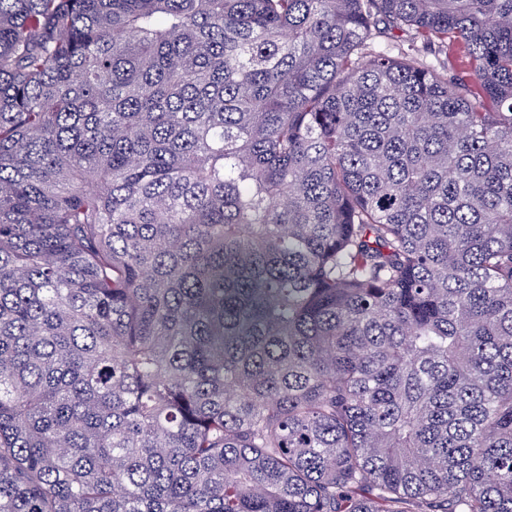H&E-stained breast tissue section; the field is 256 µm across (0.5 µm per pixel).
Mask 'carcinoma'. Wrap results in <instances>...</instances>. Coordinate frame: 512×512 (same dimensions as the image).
<instances>
[{"mask_svg": "<svg viewBox=\"0 0 512 512\" xmlns=\"http://www.w3.org/2000/svg\"><path fill=\"white\" fill-rule=\"evenodd\" d=\"M0 512H512V0H0ZM413 41L411 31H395L388 38H381L371 45L372 50L384 49L392 54H397L400 50L408 48ZM420 48V58L428 63H445L448 64V77L465 76L467 71V62L463 49L460 46H453L448 51L440 52L438 47L431 46L423 48L420 42L416 43Z\"/></svg>", "mask_w": 512, "mask_h": 512, "instance_id": "1", "label": "carcinoma"}]
</instances>
